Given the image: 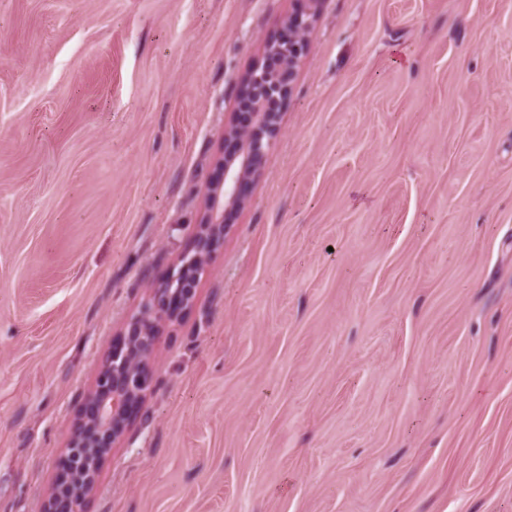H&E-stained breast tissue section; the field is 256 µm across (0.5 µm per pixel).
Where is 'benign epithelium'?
Listing matches in <instances>:
<instances>
[{
	"mask_svg": "<svg viewBox=\"0 0 512 512\" xmlns=\"http://www.w3.org/2000/svg\"><path fill=\"white\" fill-rule=\"evenodd\" d=\"M322 0H301L281 29L261 39L263 63L242 81L231 122L224 126L220 176L206 188V205L192 248L145 297L112 339L95 386L84 398L54 487L42 512H85L114 443L138 418L153 382L154 341L161 326L189 311L212 253L223 244L228 219L250 201L268 147L280 134L297 69L310 50Z\"/></svg>",
	"mask_w": 512,
	"mask_h": 512,
	"instance_id": "7a95c632",
	"label": "benign epithelium"
}]
</instances>
